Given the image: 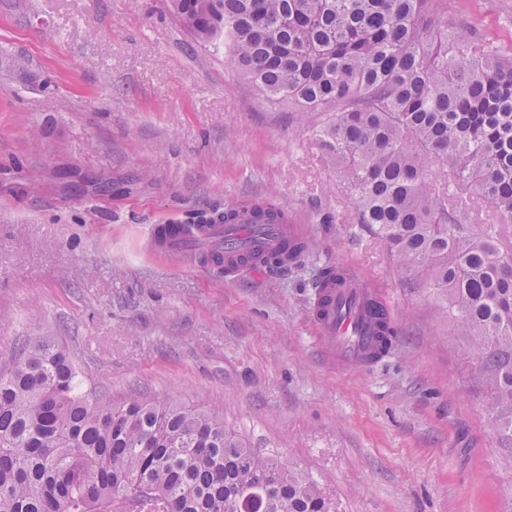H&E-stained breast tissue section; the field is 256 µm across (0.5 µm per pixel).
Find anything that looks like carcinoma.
Masks as SVG:
<instances>
[{
    "instance_id": "carcinoma-1",
    "label": "carcinoma",
    "mask_w": 512,
    "mask_h": 512,
    "mask_svg": "<svg viewBox=\"0 0 512 512\" xmlns=\"http://www.w3.org/2000/svg\"><path fill=\"white\" fill-rule=\"evenodd\" d=\"M168 0L193 41L262 91L333 117L316 133L368 224L442 296L512 446V59L448 28V0ZM495 222L472 224L482 206ZM256 201L209 217L236 224ZM259 258L284 267L304 252ZM335 512L302 471L170 399H89L72 355L27 336L0 355V512Z\"/></svg>"
}]
</instances>
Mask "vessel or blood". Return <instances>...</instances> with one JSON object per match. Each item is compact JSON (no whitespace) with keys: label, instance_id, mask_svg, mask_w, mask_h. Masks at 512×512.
Masks as SVG:
<instances>
[{"label":"vessel or blood","instance_id":"obj_1","mask_svg":"<svg viewBox=\"0 0 512 512\" xmlns=\"http://www.w3.org/2000/svg\"><path fill=\"white\" fill-rule=\"evenodd\" d=\"M250 214L239 223L156 224L150 229L152 248L165 255H183L189 243L217 245L225 241L245 250H259L265 255L281 251L286 239L297 237L292 224L265 225L260 235H253ZM320 304L314 310L315 342L322 355L341 368H366L377 360L380 338L369 310L371 300H382L380 290L367 288L353 270L345 269L336 285L318 287Z\"/></svg>","mask_w":512,"mask_h":512}]
</instances>
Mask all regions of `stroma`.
<instances>
[{
  "instance_id": "obj_1",
  "label": "stroma",
  "mask_w": 512,
  "mask_h": 512,
  "mask_svg": "<svg viewBox=\"0 0 512 512\" xmlns=\"http://www.w3.org/2000/svg\"><path fill=\"white\" fill-rule=\"evenodd\" d=\"M448 20L512 56V0H448ZM329 118L266 99L165 0H0V353L54 336L97 397L215 409L336 512H512V447L467 340L358 222L312 137ZM265 199L306 244L285 268L148 243L152 225ZM338 262L398 330L366 371L313 343L315 284Z\"/></svg>"
}]
</instances>
